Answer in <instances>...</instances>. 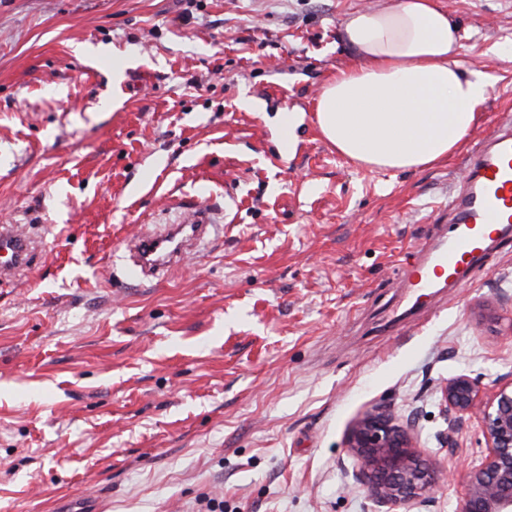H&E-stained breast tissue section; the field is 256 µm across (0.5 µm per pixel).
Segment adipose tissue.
<instances>
[{"instance_id":"adipose-tissue-1","label":"adipose tissue","mask_w":512,"mask_h":512,"mask_svg":"<svg viewBox=\"0 0 512 512\" xmlns=\"http://www.w3.org/2000/svg\"><path fill=\"white\" fill-rule=\"evenodd\" d=\"M355 60L316 99L322 136L343 157L384 171L447 160L490 94L489 75L462 61L463 43L442 0H393L351 12Z\"/></svg>"}]
</instances>
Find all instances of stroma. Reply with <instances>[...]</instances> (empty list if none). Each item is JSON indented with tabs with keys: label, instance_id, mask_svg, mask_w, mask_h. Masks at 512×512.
Wrapping results in <instances>:
<instances>
[{
	"label": "stroma",
	"instance_id": "stroma-1",
	"mask_svg": "<svg viewBox=\"0 0 512 512\" xmlns=\"http://www.w3.org/2000/svg\"><path fill=\"white\" fill-rule=\"evenodd\" d=\"M388 2L0 0V225L35 246L0 280V512H370L346 437L376 404L447 471L437 386L512 372V246L422 299L395 273L512 112V0H443L494 89L460 150L402 172L313 111L347 15ZM195 194L220 235L133 277L122 242Z\"/></svg>",
	"mask_w": 512,
	"mask_h": 512
}]
</instances>
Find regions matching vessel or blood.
Wrapping results in <instances>:
<instances>
[{"label":"vessel or blood","mask_w":512,"mask_h":512,"mask_svg":"<svg viewBox=\"0 0 512 512\" xmlns=\"http://www.w3.org/2000/svg\"><path fill=\"white\" fill-rule=\"evenodd\" d=\"M182 210L179 223L129 240L135 252V276L145 278L174 269L197 250L215 225L211 208L199 197H189ZM430 218L445 230L407 270L413 288L421 292L433 288L437 280L455 278L493 245V233L512 226V116L475 144L466 175L449 195L447 205L435 206ZM30 255L29 238L13 225L1 224L0 276L14 275L27 266Z\"/></svg>","instance_id":"1"}]
</instances>
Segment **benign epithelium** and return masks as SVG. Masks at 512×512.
Masks as SVG:
<instances>
[{
	"label": "benign epithelium",
	"instance_id": "1",
	"mask_svg": "<svg viewBox=\"0 0 512 512\" xmlns=\"http://www.w3.org/2000/svg\"><path fill=\"white\" fill-rule=\"evenodd\" d=\"M437 394L446 424L436 435L439 451L454 459L460 436L471 425L485 445L481 460L464 466L460 512H512V374L490 391L479 379L456 374L437 388ZM413 430V417L402 419L386 406H375L348 434L353 478L367 487L374 512L423 506L437 489L434 467L418 450Z\"/></svg>",
	"mask_w": 512,
	"mask_h": 512
}]
</instances>
